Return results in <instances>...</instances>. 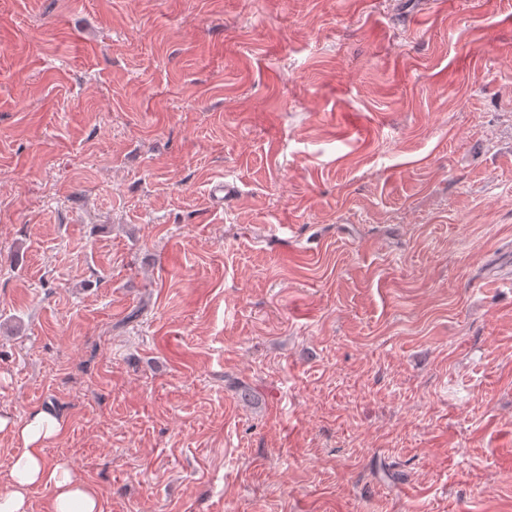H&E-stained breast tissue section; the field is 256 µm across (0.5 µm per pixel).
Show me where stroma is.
<instances>
[{"label":"stroma","mask_w":512,"mask_h":512,"mask_svg":"<svg viewBox=\"0 0 512 512\" xmlns=\"http://www.w3.org/2000/svg\"><path fill=\"white\" fill-rule=\"evenodd\" d=\"M37 408L102 512H512V0H0Z\"/></svg>","instance_id":"stroma-1"}]
</instances>
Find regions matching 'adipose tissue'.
<instances>
[{"label":"adipose tissue","mask_w":512,"mask_h":512,"mask_svg":"<svg viewBox=\"0 0 512 512\" xmlns=\"http://www.w3.org/2000/svg\"><path fill=\"white\" fill-rule=\"evenodd\" d=\"M65 428L63 418L40 409L24 424L0 415V434L6 433L21 445L10 464L7 484L0 489V512H28L34 489L49 493L47 512H101L97 489L80 480L63 464L50 463L46 441Z\"/></svg>","instance_id":"ef3b65f1"}]
</instances>
